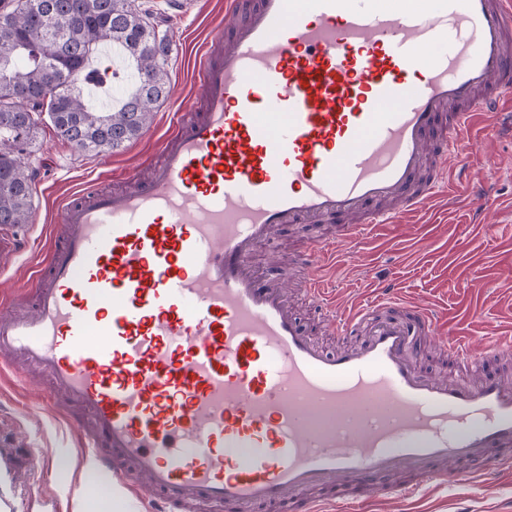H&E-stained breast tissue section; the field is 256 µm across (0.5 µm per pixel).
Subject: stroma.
Returning a JSON list of instances; mask_svg holds the SVG:
<instances>
[{"label": "stroma", "mask_w": 512, "mask_h": 512, "mask_svg": "<svg viewBox=\"0 0 512 512\" xmlns=\"http://www.w3.org/2000/svg\"><path fill=\"white\" fill-rule=\"evenodd\" d=\"M171 44L170 92L157 104L152 124L137 140L112 155H81L39 135L26 161L38 176L32 214L26 224H0V308L32 304L30 275L45 258L62 200L83 183L125 185L128 174L155 160L176 111V103L196 97L192 59L212 32L224 26V0H179ZM499 164L479 148L471 150L467 182L451 195H438L418 213L382 224L356 247L354 257L336 255L338 300L374 297L379 281H395L403 297L434 305L441 332L479 336L486 329L512 332V138L494 146ZM485 187L484 215L475 219L472 193ZM499 225L486 237L482 224ZM317 228L284 227L259 250L253 264L271 279L287 270L292 254ZM22 369L0 370V454L11 453V467L0 466V512H80L85 474L72 430L53 407L47 384H27ZM52 458L53 467L42 465ZM328 512H512V474L492 473L482 481L449 477L428 484L415 498H385L362 506L328 505Z\"/></svg>", "instance_id": "obj_1"}]
</instances>
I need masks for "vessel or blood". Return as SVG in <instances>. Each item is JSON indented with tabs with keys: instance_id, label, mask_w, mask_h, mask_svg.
I'll list each match as a JSON object with an SVG mask.
<instances>
[{
	"instance_id": "1",
	"label": "vessel or blood",
	"mask_w": 512,
	"mask_h": 512,
	"mask_svg": "<svg viewBox=\"0 0 512 512\" xmlns=\"http://www.w3.org/2000/svg\"><path fill=\"white\" fill-rule=\"evenodd\" d=\"M224 22L147 179L65 202L34 312H0V362L63 391L81 447L155 512H319L348 485L411 498L453 465L511 471L512 382L484 367L512 336L440 335L390 282L342 306L326 280L338 247L465 176L475 115L483 148L512 136V0H225ZM325 219L300 260L340 351L252 265ZM425 345L462 378L424 373Z\"/></svg>"
}]
</instances>
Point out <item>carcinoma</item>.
Instances as JSON below:
<instances>
[{
	"instance_id": "carcinoma-1",
	"label": "carcinoma",
	"mask_w": 512,
	"mask_h": 512,
	"mask_svg": "<svg viewBox=\"0 0 512 512\" xmlns=\"http://www.w3.org/2000/svg\"><path fill=\"white\" fill-rule=\"evenodd\" d=\"M13 16L0 30V224H26L35 172L24 162L44 125L72 148L106 156L137 139L153 105L169 93V44L160 28L173 22L152 0H0ZM110 42L126 72L115 84L132 90L102 109L84 93L108 68L93 59Z\"/></svg>"
}]
</instances>
